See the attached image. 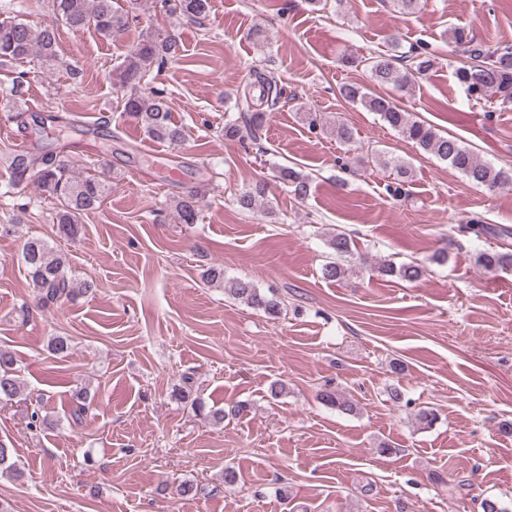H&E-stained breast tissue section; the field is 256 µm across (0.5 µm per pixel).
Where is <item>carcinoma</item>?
I'll return each instance as SVG.
<instances>
[{"instance_id":"obj_1","label":"carcinoma","mask_w":512,"mask_h":512,"mask_svg":"<svg viewBox=\"0 0 512 512\" xmlns=\"http://www.w3.org/2000/svg\"><path fill=\"white\" fill-rule=\"evenodd\" d=\"M137 3L138 0H50L52 19L36 31L23 20L7 16L0 20V60L13 62L35 54L43 63L53 66L58 62V26L76 30L92 27L102 37L110 38L127 26L129 15ZM175 7L187 17L203 18L209 4L208 0H177ZM451 44L455 54L466 58V62L456 68L455 75L468 96L477 102L491 99L501 109H512V47L488 48L460 28L451 32ZM176 47V41L170 36L162 39L148 36L113 70L116 84L125 91V113L140 123L149 136L171 144L181 143L184 133L170 121L169 101L162 93L143 88L141 83L153 65L165 62L176 53ZM363 65L369 72L372 84L380 91L348 84L341 89L346 100L376 113L403 138L448 163L471 182L490 191L512 184L511 171L482 162L460 140L413 118L412 113L401 108L391 95L381 92L383 88L403 91L433 70L437 57L427 42L418 41L403 51L401 44L396 41L392 52L368 57L363 60ZM283 97L284 89L276 78L256 68L250 70L241 92L235 97L236 117L224 122V136L258 143L266 113L275 109ZM11 164L17 180L34 178L41 192L54 200L53 222L65 237L74 238L79 234L82 215L99 208L109 190L106 181L98 176L75 177L67 164L49 152L17 154L12 157ZM381 164L393 175V182L388 185L389 192L395 197L405 194L404 186L410 174L408 166L395 158H384ZM277 178L293 188L295 197H306L309 179L301 172L292 167H280ZM265 190V184L257 183L236 197L237 206L244 211L253 210L258 199L265 196ZM175 209L179 223H198L199 192L178 198ZM460 231L477 238L490 235L500 239L512 238L511 227L494 229L479 217L469 219ZM327 245L340 258L352 255V240L345 233L333 235ZM22 252L27 274L43 306L70 299L77 294L92 293L98 288L93 281L75 284L67 272L65 256L42 238L27 240ZM476 262L485 270L512 268V252L493 248L483 250L477 254ZM379 270L406 281H416L426 272L422 265L410 263L397 266L391 261L382 262ZM229 293L273 317L281 316L288 309L287 300L269 297L247 280L231 282ZM48 348L57 357L65 358L71 352V339L53 336ZM14 364L15 359L11 354L0 351L1 405L21 401L22 390ZM322 399L342 412L355 410L350 400L332 389L323 391ZM92 405L93 397L88 391L81 389L74 393L70 410L72 423L81 424ZM10 457L11 447L0 438V474L7 472L19 479L21 473L10 463Z\"/></svg>"}]
</instances>
